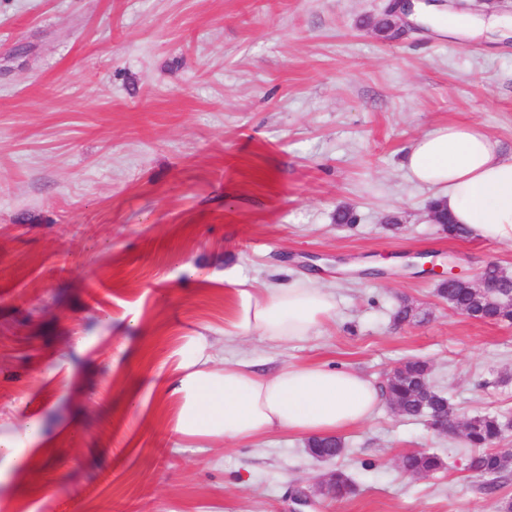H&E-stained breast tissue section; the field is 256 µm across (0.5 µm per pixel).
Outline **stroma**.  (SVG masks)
<instances>
[{
    "label": "stroma",
    "mask_w": 512,
    "mask_h": 512,
    "mask_svg": "<svg viewBox=\"0 0 512 512\" xmlns=\"http://www.w3.org/2000/svg\"><path fill=\"white\" fill-rule=\"evenodd\" d=\"M390 0H0V435L37 421L0 512H292L334 470L356 495L305 512H497L461 438L381 403L321 461L306 437L174 432L177 381L228 362L323 363L374 382L409 358L460 418L512 412V325L436 281L357 276L435 252L469 279L512 246L451 239L401 167L440 124L512 150V43L375 30ZM355 221L340 224L338 210ZM316 275L336 312L304 341L229 336L232 280ZM408 300L416 321L392 312ZM445 467L413 478L415 450Z\"/></svg>",
    "instance_id": "1"
}]
</instances>
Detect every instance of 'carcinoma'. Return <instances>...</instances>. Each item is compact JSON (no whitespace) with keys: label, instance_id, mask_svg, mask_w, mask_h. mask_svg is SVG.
Returning a JSON list of instances; mask_svg holds the SVG:
<instances>
[{"label":"carcinoma","instance_id":"cac0c4a2","mask_svg":"<svg viewBox=\"0 0 512 512\" xmlns=\"http://www.w3.org/2000/svg\"><path fill=\"white\" fill-rule=\"evenodd\" d=\"M438 294L448 302V307L471 317L512 323V303H489L475 288L443 286L438 289ZM430 377L429 364L411 358L386 378L385 394L392 402L394 412L407 418L426 416L440 435L459 433L465 444L472 448L468 469L476 475L495 480L512 473V448L494 447L505 438L512 421L499 412H488L459 422L453 404L443 392L434 389ZM307 448L337 459L345 452V442L338 436L310 439ZM400 468L411 477H425L444 469V462L435 452L414 451L401 457ZM330 478L333 499L342 500L355 493V482L345 471L338 469L330 474Z\"/></svg>","mask_w":512,"mask_h":512}]
</instances>
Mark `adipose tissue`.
<instances>
[{
  "instance_id": "adipose-tissue-1",
  "label": "adipose tissue",
  "mask_w": 512,
  "mask_h": 512,
  "mask_svg": "<svg viewBox=\"0 0 512 512\" xmlns=\"http://www.w3.org/2000/svg\"><path fill=\"white\" fill-rule=\"evenodd\" d=\"M410 22L463 39L504 36L512 15L448 17L433 0H413ZM402 167L415 184L433 189L453 223L471 238L512 246V153L477 122L431 128L406 148ZM239 305L230 334L258 335L276 343L312 336L334 313L336 298L308 278L279 279L265 288L235 281ZM187 395L176 434L247 441L288 430L308 437L334 435L369 421L383 395L363 374L318 364L282 367L264 375L247 363L222 373L198 370L179 381Z\"/></svg>"
}]
</instances>
